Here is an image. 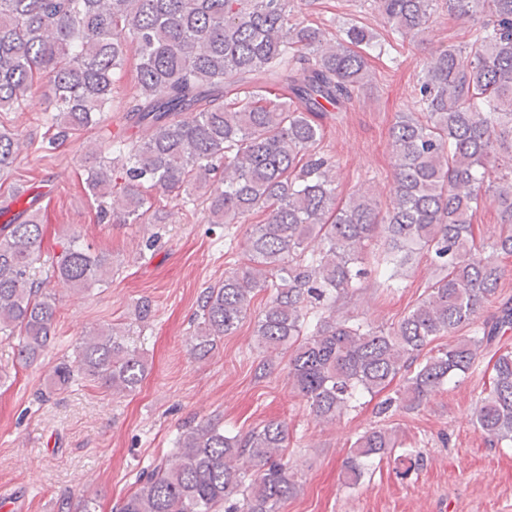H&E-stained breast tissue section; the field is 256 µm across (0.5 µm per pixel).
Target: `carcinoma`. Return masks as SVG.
Here are the masks:
<instances>
[{
    "instance_id": "carcinoma-1",
    "label": "carcinoma",
    "mask_w": 512,
    "mask_h": 512,
    "mask_svg": "<svg viewBox=\"0 0 512 512\" xmlns=\"http://www.w3.org/2000/svg\"><path fill=\"white\" fill-rule=\"evenodd\" d=\"M297 0H0V112L33 104L42 79L54 107L36 150L99 124L129 48L137 63L126 118L137 140H101L86 187L100 213L141 224L154 207L146 190L185 195L210 181L211 224L246 228L247 262L224 272L198 301L191 349L208 356L234 334L261 292L254 325L267 354L289 353L288 377L316 416L333 420L364 393L401 384L381 411L414 410L465 374L499 333L512 328L504 304L481 334L462 336L419 359L443 336L475 323L512 254V0H445L448 15L479 22L461 46L424 63L420 112H402L392 131L394 196L381 205L371 185L336 204V164L315 151L326 106L343 111L371 85L363 48L385 53L423 35L439 0H368L389 40L350 20L330 38L295 18ZM466 53L467 64L459 61ZM193 118L186 120L184 113ZM33 147L0 130V174ZM490 202L496 239L476 244L474 217ZM43 225L31 213L0 226V334L18 338L26 364L54 338L56 292L33 278ZM416 255L439 271L397 324L374 327L336 315V303L374 273L390 282ZM112 257L72 235L56 284L84 291L105 284ZM140 337L117 326L82 336L74 359L52 367L50 388L75 382L129 395L148 374ZM475 421L489 442L512 444V352L499 353ZM394 428H371L351 443L343 467L360 482L366 462L401 447ZM174 451L137 479L118 512H279L296 490L282 462L288 427L268 422L244 434L219 418L185 427Z\"/></svg>"
}]
</instances>
